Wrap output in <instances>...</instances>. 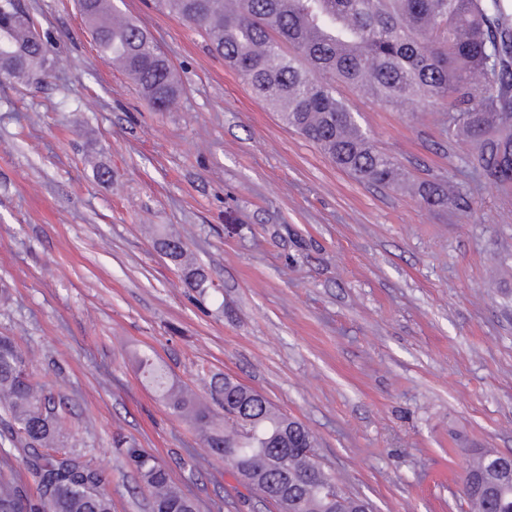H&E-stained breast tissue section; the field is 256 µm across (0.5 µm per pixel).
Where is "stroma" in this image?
<instances>
[{
	"label": "stroma",
	"instance_id": "35a3bbf8",
	"mask_svg": "<svg viewBox=\"0 0 512 512\" xmlns=\"http://www.w3.org/2000/svg\"><path fill=\"white\" fill-rule=\"evenodd\" d=\"M22 3L59 63L43 83L0 76V336L63 396L68 446L104 473L112 512H150L120 436L200 512H276L169 413L139 352L202 399L226 375L263 394L376 512H467L459 477L476 450L512 453V189L479 177L443 113L340 83L408 180L453 182L468 204L358 181L201 28L154 0H112L183 89L156 111L99 54L76 0ZM162 234L183 239L211 288L189 287Z\"/></svg>",
	"mask_w": 512,
	"mask_h": 512
}]
</instances>
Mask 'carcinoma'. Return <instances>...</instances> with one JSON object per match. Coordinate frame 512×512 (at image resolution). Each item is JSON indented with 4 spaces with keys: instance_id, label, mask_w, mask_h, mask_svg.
Listing matches in <instances>:
<instances>
[{
    "instance_id": "obj_1",
    "label": "carcinoma",
    "mask_w": 512,
    "mask_h": 512,
    "mask_svg": "<svg viewBox=\"0 0 512 512\" xmlns=\"http://www.w3.org/2000/svg\"><path fill=\"white\" fill-rule=\"evenodd\" d=\"M103 0H77L101 55L118 64L159 111L180 94L169 63L155 58L153 42L138 26L102 21ZM183 22L204 27L224 62L281 119L318 146L337 167L368 183L394 187L396 162L377 150L336 83L356 87L386 107L415 105L448 114V137L471 142L480 175L496 186L512 184V15L507 0H157ZM20 0H0V74L57 62L31 28L12 16ZM421 199L433 206L467 204L455 186L426 183ZM140 370L172 414L190 421L205 445L232 473L243 469L258 487L288 493L294 512H329L321 483L307 471L319 464L312 432L267 399L249 416V434L237 412L248 406L246 386L223 379L212 396L224 409V426L187 387L169 383L152 355ZM65 403L27 371L23 351L0 336V512H112L106 479L63 440ZM114 447L149 490L151 512H199L198 503L171 481L158 458L135 442ZM288 457L292 481L283 487L274 470ZM485 453L460 477L472 512H512V494L490 499L474 492Z\"/></svg>"
}]
</instances>
